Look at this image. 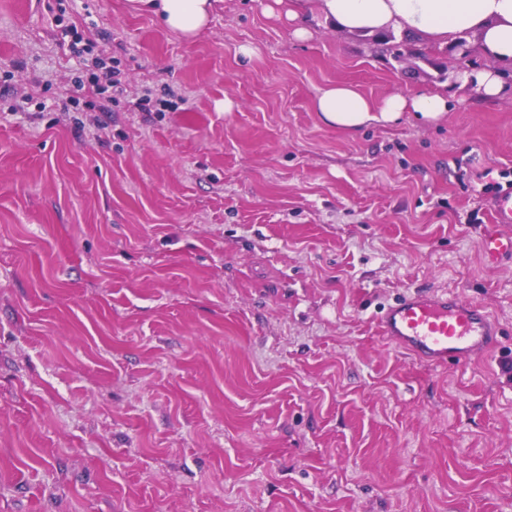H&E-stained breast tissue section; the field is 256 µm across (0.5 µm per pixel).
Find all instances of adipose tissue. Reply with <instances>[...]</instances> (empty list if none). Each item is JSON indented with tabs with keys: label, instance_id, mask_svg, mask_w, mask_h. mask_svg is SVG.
<instances>
[{
	"label": "adipose tissue",
	"instance_id": "obj_1",
	"mask_svg": "<svg viewBox=\"0 0 512 512\" xmlns=\"http://www.w3.org/2000/svg\"><path fill=\"white\" fill-rule=\"evenodd\" d=\"M131 2L135 9L155 16L166 30L192 39L208 27L217 0ZM265 11L284 16L292 39L299 42L312 37L309 22L313 19L370 34L423 33L442 45L475 33L480 52L490 58L491 64L477 71L460 72L457 84L485 101L507 91L501 69L512 66V0H269ZM451 107V100L442 91L393 93L376 102L347 83L325 85L313 99V109L324 124L347 132L371 124H394L408 113L431 125Z\"/></svg>",
	"mask_w": 512,
	"mask_h": 512
}]
</instances>
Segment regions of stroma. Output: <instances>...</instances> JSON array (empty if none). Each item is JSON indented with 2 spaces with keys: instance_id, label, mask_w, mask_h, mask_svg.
<instances>
[{
  "instance_id": "35a3bbf8",
  "label": "stroma",
  "mask_w": 512,
  "mask_h": 512,
  "mask_svg": "<svg viewBox=\"0 0 512 512\" xmlns=\"http://www.w3.org/2000/svg\"><path fill=\"white\" fill-rule=\"evenodd\" d=\"M266 2L185 40L128 0H0V512H512V266L479 254L512 95L456 85L478 52L297 42ZM57 7L110 111H52ZM330 83L457 104L350 133L312 108ZM418 290L487 309L497 348L388 346L376 314Z\"/></svg>"
}]
</instances>
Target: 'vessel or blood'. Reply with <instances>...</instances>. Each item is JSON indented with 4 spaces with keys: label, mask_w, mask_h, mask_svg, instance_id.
<instances>
[{
    "label": "vessel or blood",
    "mask_w": 512,
    "mask_h": 512,
    "mask_svg": "<svg viewBox=\"0 0 512 512\" xmlns=\"http://www.w3.org/2000/svg\"><path fill=\"white\" fill-rule=\"evenodd\" d=\"M494 225L481 239L490 265L512 264V191L493 203ZM380 336L434 367L466 363L495 347L501 328L482 306L453 294L403 296L376 316Z\"/></svg>",
    "instance_id": "obj_1"
}]
</instances>
